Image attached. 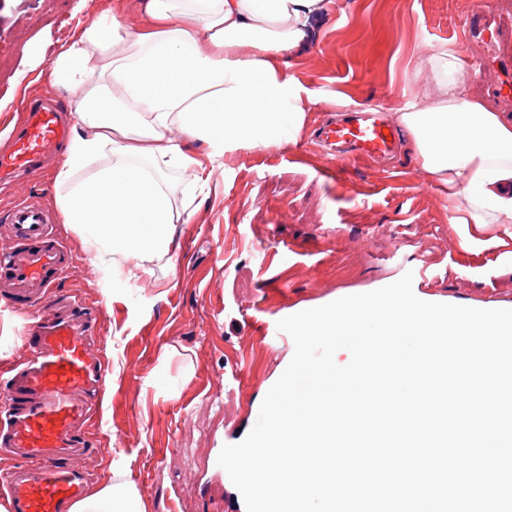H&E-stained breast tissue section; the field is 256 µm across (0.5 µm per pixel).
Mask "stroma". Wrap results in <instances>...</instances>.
Masks as SVG:
<instances>
[{
  "label": "stroma",
  "instance_id": "stroma-1",
  "mask_svg": "<svg viewBox=\"0 0 512 512\" xmlns=\"http://www.w3.org/2000/svg\"><path fill=\"white\" fill-rule=\"evenodd\" d=\"M512 23V0H334L291 74L312 99L306 123L340 106L394 113L403 72L420 49L453 41L482 53L469 29L481 11ZM109 12L146 26L138 0H0V101L17 120L26 98L55 93L48 45L77 21ZM310 134L297 144L226 155L208 195L166 181L179 210L178 261H160L104 298L77 233L58 224L74 268L61 289L102 310L98 347L110 384L87 426L97 450L82 459L96 485L121 477L144 512H246L231 486L205 474L214 449L245 439L294 343L279 320L370 292L429 267L413 285L427 302L512 309V224H452L410 142L386 171L340 167L319 174ZM176 383L169 396L167 383Z\"/></svg>",
  "mask_w": 512,
  "mask_h": 512
}]
</instances>
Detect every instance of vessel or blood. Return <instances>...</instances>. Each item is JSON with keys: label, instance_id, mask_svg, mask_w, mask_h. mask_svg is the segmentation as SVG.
<instances>
[{"label": "vessel or blood", "instance_id": "1", "mask_svg": "<svg viewBox=\"0 0 512 512\" xmlns=\"http://www.w3.org/2000/svg\"><path fill=\"white\" fill-rule=\"evenodd\" d=\"M504 73L489 89L512 102V57L492 58ZM70 125L52 99L29 97L11 136L0 151V185L44 172L59 158ZM326 177L340 163L368 165L394 156L400 129L374 107H356L340 117H324L314 135ZM13 244L0 251V296L21 308L45 311L23 333L25 353L5 367L0 390V455L15 465L0 476L10 512H72L93 473L78 466L93 445L86 426L108 371L96 348L99 312L58 284L71 272L69 253L55 236V213L40 197L28 195L8 214Z\"/></svg>", "mask_w": 512, "mask_h": 512}]
</instances>
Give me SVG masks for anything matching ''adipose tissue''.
Returning a JSON list of instances; mask_svg holds the SVG:
<instances>
[{
  "label": "adipose tissue",
  "instance_id": "1",
  "mask_svg": "<svg viewBox=\"0 0 512 512\" xmlns=\"http://www.w3.org/2000/svg\"><path fill=\"white\" fill-rule=\"evenodd\" d=\"M333 0H140L153 23L116 16L77 23L52 57L75 129L56 184L63 221L85 243L104 297L157 260L174 263L175 213L164 181L207 188L227 153L297 143L310 102L288 57L311 41ZM427 76L396 120L420 172L445 191L450 223L512 224V113L469 91L478 72L454 43L416 58L405 84ZM74 512H142L137 489L116 480Z\"/></svg>",
  "mask_w": 512,
  "mask_h": 512
}]
</instances>
